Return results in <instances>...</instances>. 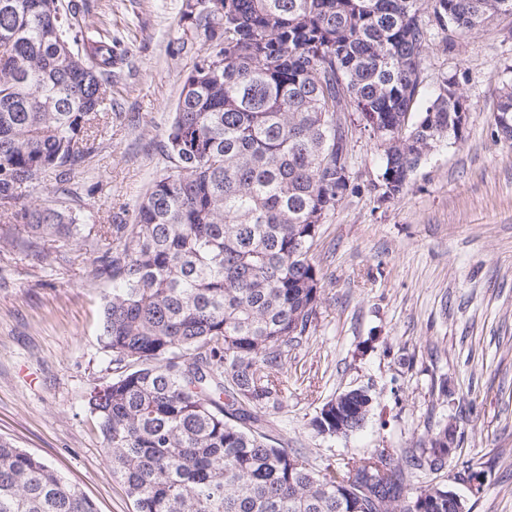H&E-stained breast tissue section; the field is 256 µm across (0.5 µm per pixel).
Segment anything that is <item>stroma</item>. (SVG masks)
Wrapping results in <instances>:
<instances>
[{
  "instance_id": "35a3bbf8",
  "label": "stroma",
  "mask_w": 512,
  "mask_h": 512,
  "mask_svg": "<svg viewBox=\"0 0 512 512\" xmlns=\"http://www.w3.org/2000/svg\"><path fill=\"white\" fill-rule=\"evenodd\" d=\"M80 25L111 30L125 53L112 106L94 123L90 152L67 176L25 201L79 217L66 239L0 238V438L33 453L94 501L135 512L85 406L108 383L100 315L110 278L97 274L108 225L133 223L171 165L167 130L205 39L182 19V0H62ZM423 95L457 75L468 108L463 145L434 147L399 196L383 195L377 141L350 124V185L312 248L321 276L317 315L288 357V393L276 421L315 466L376 448L428 447L444 425L456 444L443 473L471 512H512V141L495 132L512 85V16L489 20L445 49L424 51ZM369 391L364 427L318 435V407ZM479 492H471L474 472Z\"/></svg>"
}]
</instances>
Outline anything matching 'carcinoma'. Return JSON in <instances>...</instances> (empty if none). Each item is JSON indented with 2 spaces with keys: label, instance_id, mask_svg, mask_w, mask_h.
<instances>
[{
  "label": "carcinoma",
  "instance_id": "carcinoma-1",
  "mask_svg": "<svg viewBox=\"0 0 512 512\" xmlns=\"http://www.w3.org/2000/svg\"><path fill=\"white\" fill-rule=\"evenodd\" d=\"M182 17L208 47L168 129L175 170L156 180L134 222L113 224L100 259L112 278L100 342L112 379L87 407L136 512H455L448 483L412 482L421 457L394 448L316 468L269 418L287 390L288 355L316 317L311 250L349 188L357 114L383 147V195L407 187L467 119L455 76L419 103L434 29L466 35L512 0H221L224 14ZM122 55L45 0H0V211L39 237L67 238L77 218L20 205L34 177L89 153L88 130L112 96ZM494 123L512 139V87ZM368 391L339 393L311 419L347 437L372 410ZM448 457V427L430 468ZM0 512H97L39 457L0 439Z\"/></svg>",
  "mask_w": 512,
  "mask_h": 512
}]
</instances>
